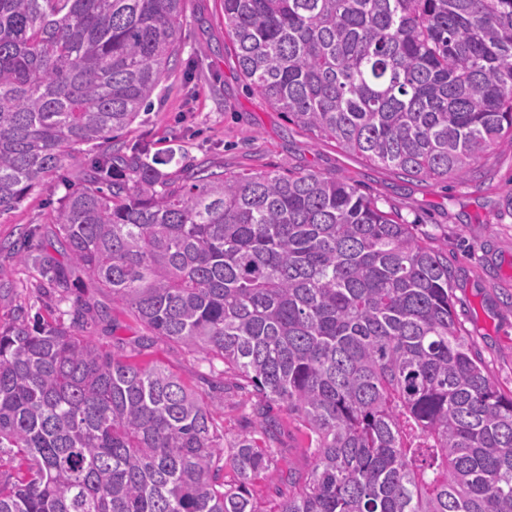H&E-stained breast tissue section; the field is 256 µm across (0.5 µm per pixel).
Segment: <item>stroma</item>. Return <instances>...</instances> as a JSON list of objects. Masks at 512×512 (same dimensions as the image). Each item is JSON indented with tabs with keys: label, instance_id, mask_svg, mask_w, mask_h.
Here are the masks:
<instances>
[{
	"label": "stroma",
	"instance_id": "stroma-1",
	"mask_svg": "<svg viewBox=\"0 0 512 512\" xmlns=\"http://www.w3.org/2000/svg\"><path fill=\"white\" fill-rule=\"evenodd\" d=\"M221 0H184L181 53L176 71L162 81V93L122 134L126 146L149 144L174 150L169 172L194 161L217 172L315 171L347 178L382 206L395 207L415 233L444 253L452 273L453 300L463 336L471 342L495 382L512 393V147L484 156L471 180L436 182L409 179L335 143L310 138L290 124L243 80L224 34ZM82 167L65 164L49 183L15 208L0 214V323L40 314L57 315L37 269L26 266L10 246L24 231L35 244L50 239L49 219L67 186L79 182ZM111 318L94 338L104 349L118 342L139 344L143 365L160 362L196 391L220 395L223 376L210 373L203 354L188 352L161 337L147 338L129 310L111 304ZM281 446L275 470L252 487L254 497L273 507L288 488L280 475L308 462V439L297 422L278 411Z\"/></svg>",
	"mask_w": 512,
	"mask_h": 512
}]
</instances>
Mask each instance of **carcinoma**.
I'll use <instances>...</instances> for the list:
<instances>
[{
	"mask_svg": "<svg viewBox=\"0 0 512 512\" xmlns=\"http://www.w3.org/2000/svg\"><path fill=\"white\" fill-rule=\"evenodd\" d=\"M183 0H0V214L103 144L55 210L65 301L82 273L152 335L219 361L259 428L232 438L167 366L91 329L0 325V512H267L278 406L304 430L273 512H512V396L454 313L448 258L347 179L217 173L112 142L179 62ZM247 85L315 139L465 181L512 146V0H222Z\"/></svg>",
	"mask_w": 512,
	"mask_h": 512,
	"instance_id": "obj_1",
	"label": "carcinoma"
}]
</instances>
